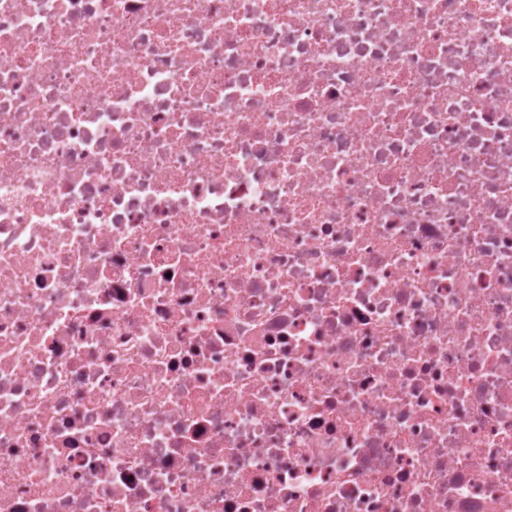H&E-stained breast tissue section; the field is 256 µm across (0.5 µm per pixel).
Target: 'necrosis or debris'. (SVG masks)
Listing matches in <instances>:
<instances>
[{
	"label": "necrosis or debris",
	"instance_id": "obj_1",
	"mask_svg": "<svg viewBox=\"0 0 512 512\" xmlns=\"http://www.w3.org/2000/svg\"><path fill=\"white\" fill-rule=\"evenodd\" d=\"M0 512H512V0H0Z\"/></svg>",
	"mask_w": 512,
	"mask_h": 512
}]
</instances>
